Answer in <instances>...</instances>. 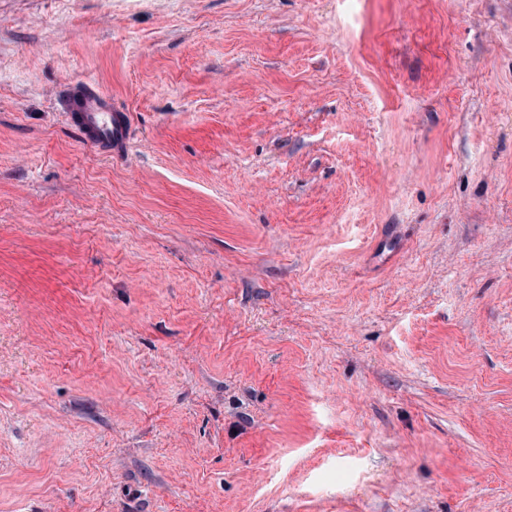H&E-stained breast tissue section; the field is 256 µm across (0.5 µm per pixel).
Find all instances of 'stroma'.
Segmentation results:
<instances>
[{
    "label": "stroma",
    "mask_w": 512,
    "mask_h": 512,
    "mask_svg": "<svg viewBox=\"0 0 512 512\" xmlns=\"http://www.w3.org/2000/svg\"><path fill=\"white\" fill-rule=\"evenodd\" d=\"M0 512H512V0H0ZM62 96L68 118L79 127L87 142L113 156L126 152L127 115L109 96L86 83L69 85Z\"/></svg>",
    "instance_id": "1"
}]
</instances>
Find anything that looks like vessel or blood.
I'll list each match as a JSON object with an SVG mask.
<instances>
[{"label":"vessel or blood","instance_id":"vessel-or-blood-1","mask_svg":"<svg viewBox=\"0 0 512 512\" xmlns=\"http://www.w3.org/2000/svg\"><path fill=\"white\" fill-rule=\"evenodd\" d=\"M63 104L69 119L79 127L87 142L115 156L127 150V115L111 98L86 83H75L63 92Z\"/></svg>","mask_w":512,"mask_h":512}]
</instances>
